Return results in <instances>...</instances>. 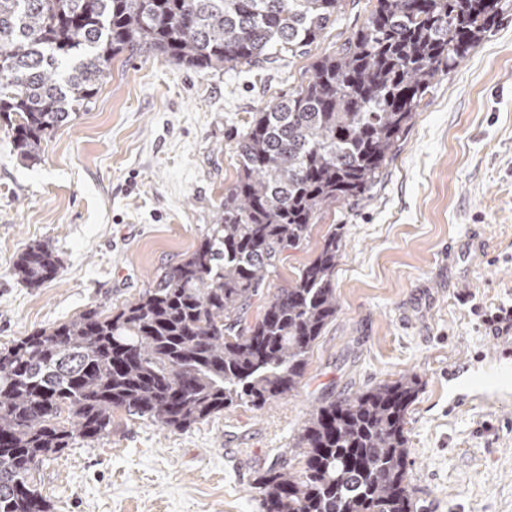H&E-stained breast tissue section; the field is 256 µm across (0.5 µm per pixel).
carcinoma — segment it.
<instances>
[{
	"label": "carcinoma",
	"mask_w": 512,
	"mask_h": 512,
	"mask_svg": "<svg viewBox=\"0 0 512 512\" xmlns=\"http://www.w3.org/2000/svg\"><path fill=\"white\" fill-rule=\"evenodd\" d=\"M345 0H0V120L16 155L98 92L120 54L189 70L256 66L294 55ZM512 0H376L363 27L310 66L307 84L256 112L238 135L239 174L198 246L112 314L73 320L0 347V512H49L36 463L104 436L124 410L183 431L239 406L293 395L310 351L336 318L342 256L332 231L254 322L284 251L300 248L325 207L369 189L422 97L482 41ZM44 243L14 277L59 274ZM414 375L315 407L292 451L303 470L255 481L263 512H413L406 416Z\"/></svg>",
	"instance_id": "1"
}]
</instances>
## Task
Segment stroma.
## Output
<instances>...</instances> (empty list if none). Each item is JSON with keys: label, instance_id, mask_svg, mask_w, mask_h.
<instances>
[{"label": "stroma", "instance_id": "35a3bbf8", "mask_svg": "<svg viewBox=\"0 0 512 512\" xmlns=\"http://www.w3.org/2000/svg\"><path fill=\"white\" fill-rule=\"evenodd\" d=\"M372 7L348 0L306 53L252 68L117 56L33 162L0 129V346L111 313L193 251L238 177L237 131L305 84ZM335 229L339 309L294 395L181 432L113 411L108 434L37 464L51 512H260L255 479L301 471L292 445L314 406L405 374L419 380L406 425L414 512H512V338L482 321L512 306V9L437 77L372 188L318 213L282 254L271 288ZM34 242L62 264L39 288L12 274Z\"/></svg>", "mask_w": 512, "mask_h": 512}]
</instances>
